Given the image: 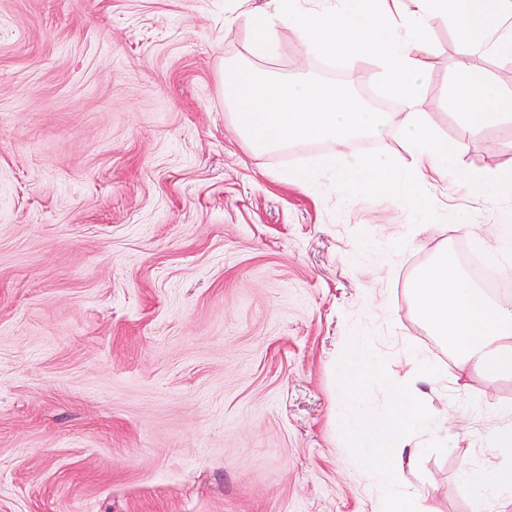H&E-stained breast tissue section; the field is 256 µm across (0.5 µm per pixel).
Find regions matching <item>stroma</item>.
Returning <instances> with one entry per match:
<instances>
[{
    "mask_svg": "<svg viewBox=\"0 0 512 512\" xmlns=\"http://www.w3.org/2000/svg\"><path fill=\"white\" fill-rule=\"evenodd\" d=\"M266 0H0V512H374L347 426L382 425L388 381L416 356L435 411L409 483L429 512H474L463 470L512 379L460 374L407 284L459 235L512 271V193L454 176L427 189L438 220L345 197L284 170L329 146L257 154L224 103L225 58L249 33L225 16ZM259 68L326 78L288 27ZM434 68L424 110L463 143L462 170H512V122L471 134ZM380 359L359 403L344 347Z\"/></svg>",
    "mask_w": 512,
    "mask_h": 512,
    "instance_id": "obj_1",
    "label": "stroma"
}]
</instances>
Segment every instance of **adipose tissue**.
I'll list each match as a JSON object with an SVG mask.
<instances>
[{
	"instance_id": "adipose-tissue-1",
	"label": "adipose tissue",
	"mask_w": 512,
	"mask_h": 512,
	"mask_svg": "<svg viewBox=\"0 0 512 512\" xmlns=\"http://www.w3.org/2000/svg\"><path fill=\"white\" fill-rule=\"evenodd\" d=\"M408 294L419 319L454 355L460 370L512 377L511 302L489 299L444 250L415 273ZM392 395L393 406L383 425L358 428L352 436L364 456L375 453L380 438L389 442L387 454L371 471L382 491L379 512H423L407 491L404 461L411 428L426 423L430 411L416 387L397 388ZM499 417L503 425L495 431L493 443L510 461L477 479L476 500L493 501L496 512H512V409L502 408Z\"/></svg>"
}]
</instances>
